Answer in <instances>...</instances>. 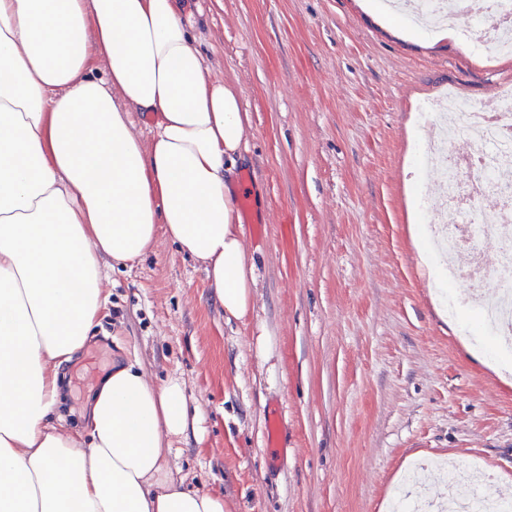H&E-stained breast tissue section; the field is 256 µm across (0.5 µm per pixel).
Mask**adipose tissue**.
I'll list each match as a JSON object with an SVG mask.
<instances>
[{
  "label": "adipose tissue",
  "mask_w": 512,
  "mask_h": 512,
  "mask_svg": "<svg viewBox=\"0 0 512 512\" xmlns=\"http://www.w3.org/2000/svg\"><path fill=\"white\" fill-rule=\"evenodd\" d=\"M192 16L190 0H0V512H224L169 462L189 429L180 379L117 366L83 433L54 415L107 301L106 260L164 234L227 317L254 306L230 185L249 116Z\"/></svg>",
  "instance_id": "1"
}]
</instances>
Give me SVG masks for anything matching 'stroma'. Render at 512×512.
<instances>
[{
	"label": "stroma",
	"mask_w": 512,
	"mask_h": 512,
	"mask_svg": "<svg viewBox=\"0 0 512 512\" xmlns=\"http://www.w3.org/2000/svg\"><path fill=\"white\" fill-rule=\"evenodd\" d=\"M194 35L250 116L246 231L256 304L226 319L202 265L159 235L134 262H110L108 301L63 369L56 413L74 429L115 360L157 385L181 379L197 422L171 461L191 489L223 493L226 512H394L425 493L446 512L479 465L486 496L512 502V384L484 363L512 352L464 297L434 288L418 223L446 207L440 172L409 138L419 107L448 92L493 111L512 54L490 56L465 28L448 38L381 21L361 0H201ZM281 419L279 448L268 438Z\"/></svg>",
	"instance_id": "stroma-1"
}]
</instances>
